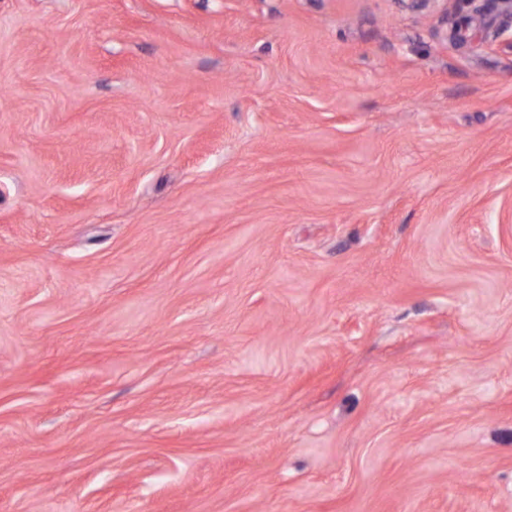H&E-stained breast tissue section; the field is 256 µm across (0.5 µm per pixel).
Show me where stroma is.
Here are the masks:
<instances>
[{
	"label": "stroma",
	"mask_w": 512,
	"mask_h": 512,
	"mask_svg": "<svg viewBox=\"0 0 512 512\" xmlns=\"http://www.w3.org/2000/svg\"><path fill=\"white\" fill-rule=\"evenodd\" d=\"M0 0V512H512V17Z\"/></svg>",
	"instance_id": "obj_1"
}]
</instances>
